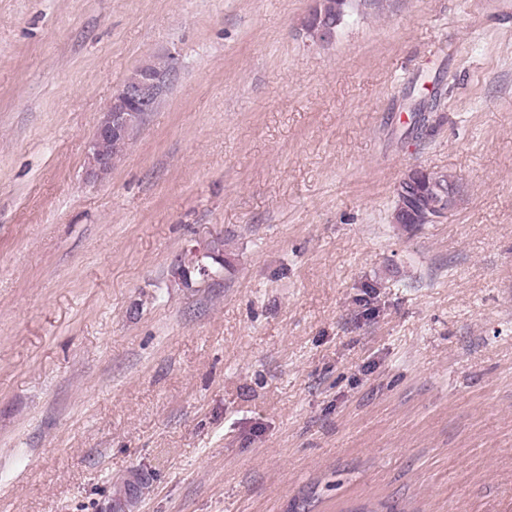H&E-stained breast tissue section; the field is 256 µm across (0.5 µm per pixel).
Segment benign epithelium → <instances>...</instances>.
Wrapping results in <instances>:
<instances>
[{
    "mask_svg": "<svg viewBox=\"0 0 512 512\" xmlns=\"http://www.w3.org/2000/svg\"><path fill=\"white\" fill-rule=\"evenodd\" d=\"M173 61L172 70L166 73H147L134 84L121 85L107 106L103 119L98 125L93 139L88 145V165L85 170V179L96 183L106 178L110 162L96 149L97 142L121 133V131L134 120H140L154 111L156 102L165 90V87L174 79L177 72V58L170 55ZM436 212L429 220L440 223L447 217L453 200L452 194L445 193L441 188L435 187Z\"/></svg>",
    "mask_w": 512,
    "mask_h": 512,
    "instance_id": "7a95c632",
    "label": "benign epithelium"
}]
</instances>
